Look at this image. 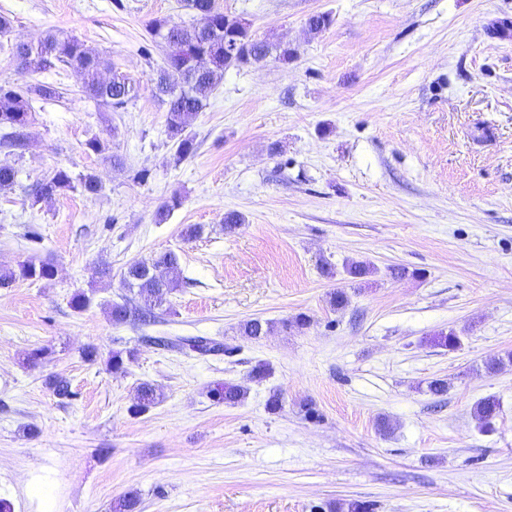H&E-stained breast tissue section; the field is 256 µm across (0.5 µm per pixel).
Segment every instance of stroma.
<instances>
[{"label": "stroma", "mask_w": 512, "mask_h": 512, "mask_svg": "<svg viewBox=\"0 0 512 512\" xmlns=\"http://www.w3.org/2000/svg\"><path fill=\"white\" fill-rule=\"evenodd\" d=\"M218 5L297 56L226 69L191 127L197 150L181 160L151 85L165 47L148 29L191 23L183 0H0L8 42L75 37L139 86L113 112L81 94L76 72L25 74L0 52V80L65 90L34 99L21 154L0 151L19 171L0 190V266L34 257L56 269L0 288V500L13 512H111L134 491L141 512H314L354 500L372 512H512V366L484 369L512 350V37L490 36L512 19V0ZM318 13L333 22L313 33ZM94 135L107 152L86 151ZM59 167L97 175L102 191L31 205L28 190ZM175 193L180 206L158 219ZM228 211L245 218L232 234ZM191 225L201 235L186 238ZM168 251L181 286L158 322L113 324L127 266ZM354 261L371 274L351 278ZM336 288L349 297L340 310L328 301ZM79 291L92 302L77 313ZM300 313L310 327L258 341L238 331ZM448 330L460 349L434 344ZM153 336L210 337L224 351L187 356ZM39 346L51 356L27 366ZM89 346L136 358L114 375L83 358ZM261 362L270 376L250 381ZM54 377L71 399L49 389ZM435 378L448 382L441 403L427 391ZM142 382L162 399L134 416ZM224 382L248 386L245 401L210 398ZM275 392L283 408L272 414ZM488 395L501 411L484 432L473 410Z\"/></svg>", "instance_id": "1"}]
</instances>
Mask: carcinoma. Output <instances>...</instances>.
<instances>
[{"label":"carcinoma","instance_id":"obj_1","mask_svg":"<svg viewBox=\"0 0 512 512\" xmlns=\"http://www.w3.org/2000/svg\"><path fill=\"white\" fill-rule=\"evenodd\" d=\"M202 13L189 25L172 23L165 19L152 22L149 34L160 39L166 54L164 65L152 79V90L167 105V130L174 141L178 158L186 159L196 152L194 137L188 132L199 112L207 106L218 78L224 70L239 67L252 60L271 57L279 62H288L294 56L295 49L288 42L278 41L272 45L253 38L245 24L222 10L210 5V0H198ZM12 56H21L19 68L28 73H41L52 69H73L83 77L85 96L98 105L117 111L124 108L137 97L138 87L129 78L124 83L114 85L103 83L99 75L115 70L111 59L85 46L72 37H60L48 32L30 42L27 50L8 45ZM46 100L62 97L61 87L54 84H36L21 86L9 81L0 82V149L11 154L23 147L21 130L32 119V96ZM18 170L7 160L0 161V189L15 185ZM102 189L98 177L94 174L72 175L60 168L52 176L36 182L30 191L32 204L63 192H78L82 195H96ZM179 265V256L169 251L150 262L135 261L124 272L123 281L137 299H124L110 308V318L114 324L140 323L148 325L155 320V309L162 306L166 296L179 288L177 279L169 276ZM55 275L54 267L48 262L30 257L15 267L0 268V288L16 281H49ZM310 325L309 316L301 313L292 319H284L280 325L261 319H251L242 327L243 335L260 340L269 335L274 328L288 330L290 327L303 329ZM168 347L178 351H189L200 356L215 355L224 351V345L204 336L176 337L168 339ZM134 360V352L127 354L112 352L106 359L107 370L113 374H124ZM211 397L218 403L236 405L248 395V387L226 382L210 389ZM160 393L148 383L137 386L135 402L130 408L134 415L150 410L159 402ZM500 412V401L494 395L481 398L475 405L474 414L479 423L488 426ZM140 497L130 492L112 506L113 512H139Z\"/></svg>","mask_w":512,"mask_h":512}]
</instances>
